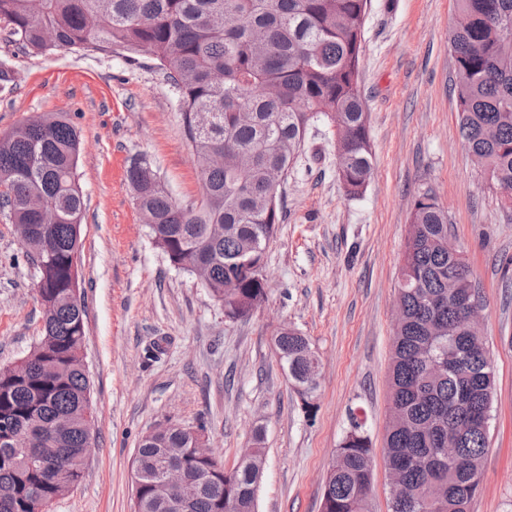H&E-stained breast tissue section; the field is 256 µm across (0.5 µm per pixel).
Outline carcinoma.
I'll list each match as a JSON object with an SVG mask.
<instances>
[{"instance_id": "cac0c4a2", "label": "carcinoma", "mask_w": 512, "mask_h": 512, "mask_svg": "<svg viewBox=\"0 0 512 512\" xmlns=\"http://www.w3.org/2000/svg\"><path fill=\"white\" fill-rule=\"evenodd\" d=\"M464 23L448 30L460 136L488 181L512 182V0H456ZM368 0H0V23L24 49L121 52L155 60L176 88L187 141L203 155L202 194L177 203L153 169L129 165L125 181L155 246L179 270L199 262L204 288L228 319L247 318L266 298L255 276L282 214L271 176L289 170L309 130L341 124L336 167L346 194L362 195L372 149L359 68ZM215 69L224 83L211 81ZM76 128L62 115L22 122L0 135V208L36 234L43 306L38 342L16 369H0V512H37L78 482L79 452L94 415L80 354L85 306L74 300L85 202L76 181ZM398 285L403 320L393 334L385 464L411 495L391 512H470L480 494L495 373L484 338L459 326L455 292L481 298L466 259L448 252V211L430 192L414 202ZM275 351L288 376L317 391L316 351L308 337L280 329ZM459 457L448 459V437ZM190 457L196 497L179 512H256L264 448L230 469L198 458L193 438L172 425L142 438L133 459L134 512H174L160 489L165 449ZM46 456L32 466L33 456ZM373 448L365 422L349 429L330 466L322 512H368ZM437 483L438 507L420 496Z\"/></svg>"}]
</instances>
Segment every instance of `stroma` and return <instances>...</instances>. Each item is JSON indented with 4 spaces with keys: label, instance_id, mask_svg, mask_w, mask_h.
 I'll return each instance as SVG.
<instances>
[{
    "label": "stroma",
    "instance_id": "35a3bbf8",
    "mask_svg": "<svg viewBox=\"0 0 512 512\" xmlns=\"http://www.w3.org/2000/svg\"><path fill=\"white\" fill-rule=\"evenodd\" d=\"M455 0H371L359 81L373 169L352 198L327 132L309 134L278 188L285 219L266 250L267 296L231 321L195 275L153 244L125 180L146 161L173 199L202 185L176 89L148 58L52 49L31 53L0 29V133L47 114L79 131L86 211L78 254L86 308L83 360L95 413L83 476L52 512H132V460L164 424L203 428L225 467L262 435L257 512H320L324 482L361 409L376 454L370 512H389L381 450L402 253L415 198L432 192L484 297L481 331L496 373L482 491L470 512H512V212L477 168L457 127L448 27ZM38 270L0 213V367L36 343ZM320 357L307 410L275 353L282 327Z\"/></svg>",
    "mask_w": 512,
    "mask_h": 512
}]
</instances>
